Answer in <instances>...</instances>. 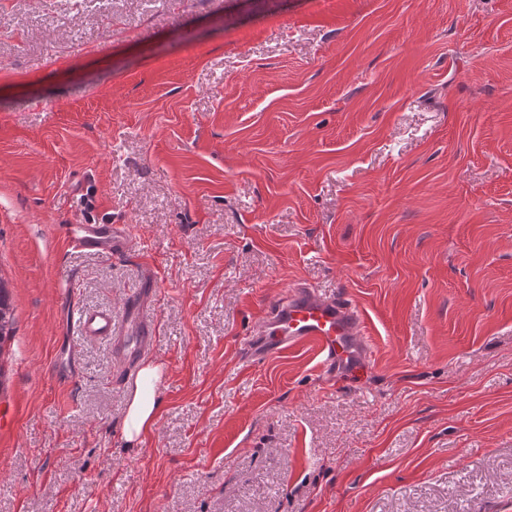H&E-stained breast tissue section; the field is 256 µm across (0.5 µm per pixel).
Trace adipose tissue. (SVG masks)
Segmentation results:
<instances>
[{
    "mask_svg": "<svg viewBox=\"0 0 512 512\" xmlns=\"http://www.w3.org/2000/svg\"><path fill=\"white\" fill-rule=\"evenodd\" d=\"M161 377V368L153 363H146L140 369L123 421V436L127 443L141 441L154 429L160 407L158 384Z\"/></svg>",
    "mask_w": 512,
    "mask_h": 512,
    "instance_id": "obj_1",
    "label": "adipose tissue"
}]
</instances>
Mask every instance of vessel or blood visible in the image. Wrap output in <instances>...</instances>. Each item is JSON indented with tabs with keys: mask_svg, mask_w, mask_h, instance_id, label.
<instances>
[{
	"mask_svg": "<svg viewBox=\"0 0 512 512\" xmlns=\"http://www.w3.org/2000/svg\"><path fill=\"white\" fill-rule=\"evenodd\" d=\"M68 243L83 252L120 255L130 250L132 235L125 224H71ZM157 281L146 272L138 288L124 303L121 322L111 311H79L76 326L83 339L107 341L113 369L128 375L150 353L158 339L157 327L146 316ZM360 319L352 304L343 298H328L306 283L295 284L287 300L273 302L245 344L253 361L309 344L321 357L320 368L330 376H342L359 365L365 354L359 341Z\"/></svg>",
	"mask_w": 512,
	"mask_h": 512,
	"instance_id": "b4317fda",
	"label": "vessel or blood"
}]
</instances>
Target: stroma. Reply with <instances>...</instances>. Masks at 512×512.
Wrapping results in <instances>:
<instances>
[{
    "mask_svg": "<svg viewBox=\"0 0 512 512\" xmlns=\"http://www.w3.org/2000/svg\"><path fill=\"white\" fill-rule=\"evenodd\" d=\"M148 268L131 445L65 285L117 317ZM0 277V512H512V0H0ZM298 281L368 362L245 363ZM68 243L83 252L120 255L132 246L126 224H70L66 227ZM14 317L10 292L0 277V349L14 335ZM161 377V368L151 362L140 369L123 421V436L127 443H138L154 429L160 407L157 388Z\"/></svg>",
    "mask_w": 512,
    "mask_h": 512,
    "instance_id": "obj_1",
    "label": "stroma"
}]
</instances>
